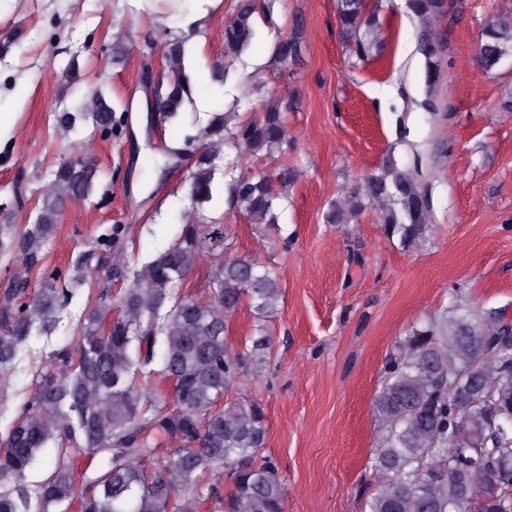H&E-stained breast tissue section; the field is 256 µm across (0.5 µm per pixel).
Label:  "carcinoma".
I'll return each mask as SVG.
<instances>
[{
    "label": "carcinoma",
    "instance_id": "cac0c4a2",
    "mask_svg": "<svg viewBox=\"0 0 512 512\" xmlns=\"http://www.w3.org/2000/svg\"><path fill=\"white\" fill-rule=\"evenodd\" d=\"M420 28L426 80L436 77V48L431 35L442 0H408ZM255 0H238L224 21V46L244 53L256 38ZM342 39L359 61L378 55L386 42L378 10L366 12L364 0H337ZM183 41L168 40L167 81L156 85L160 124L179 114L189 100V80L182 72ZM299 33L275 42L273 69L283 73L299 57ZM480 49L512 50V11L499 12L483 32ZM239 102L216 113L201 130L200 147L187 175L192 218L175 243L133 271L118 261L108 270L117 281L133 274L120 299L121 314L108 328L100 311L85 318L78 337V358L52 354L33 382L30 408L0 438V512H49L62 503H78L79 512H200L211 503L224 512H284L285 489L278 466L260 454L266 443L262 405L243 396L224 403L245 373L271 353V336L256 329L250 345L234 352L226 341L229 319L243 305L262 317L276 310L282 288L272 270L246 259L224 260V232L209 224L203 205L213 198L216 160L221 148L237 150L224 164L230 180L228 199L253 224L274 228L275 206L288 184V172L262 169L235 174L243 159L277 158L287 143L283 103L267 93L262 112L241 118ZM57 124L74 131L92 123L104 135L124 127V115L96 91L87 110H64ZM93 170L83 160L63 162L50 173L44 203L34 223L22 231L19 245L35 264L52 237L67 200L87 197ZM380 211L384 234L405 247L422 237L429 223V203L410 170L389 164L362 177L358 187L332 204L327 221L344 224L365 209ZM119 242L118 231L80 253L70 282L86 280L97 247ZM217 254L205 301L180 295L182 280L204 250ZM51 272L32 298L27 282L14 281L0 317V378L35 332L47 333L59 321L71 290L58 287ZM163 350L161 372L173 382L171 398L149 388L155 347ZM386 383L375 407L384 424L372 463L387 478L367 502L370 512H512V325L504 314L488 310L475 318L454 315L417 330L399 344L384 365ZM161 430L176 444L162 468L150 474L146 462L157 449L148 436ZM51 439L61 440L52 473L24 489L27 468ZM105 454L107 467L93 478L76 477L71 457ZM220 468L232 489L224 495L204 483Z\"/></svg>",
    "mask_w": 512,
    "mask_h": 512
}]
</instances>
